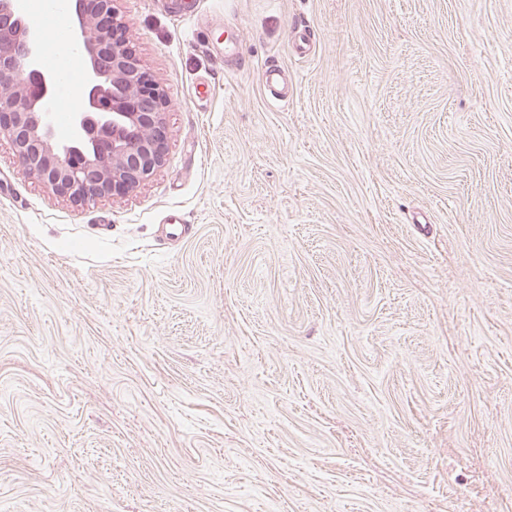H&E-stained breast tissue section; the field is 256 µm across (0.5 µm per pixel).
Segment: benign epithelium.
I'll return each mask as SVG.
<instances>
[{"mask_svg": "<svg viewBox=\"0 0 512 512\" xmlns=\"http://www.w3.org/2000/svg\"><path fill=\"white\" fill-rule=\"evenodd\" d=\"M20 2L0 0V139L26 173L73 203L133 191L166 162L168 102L129 47L114 0H88L71 38L87 72L66 144L53 124L58 75L42 69L43 34Z\"/></svg>", "mask_w": 512, "mask_h": 512, "instance_id": "benign-epithelium-1", "label": "benign epithelium"}]
</instances>
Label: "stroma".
Wrapping results in <instances>:
<instances>
[{
  "label": "stroma",
  "mask_w": 512,
  "mask_h": 512,
  "mask_svg": "<svg viewBox=\"0 0 512 512\" xmlns=\"http://www.w3.org/2000/svg\"><path fill=\"white\" fill-rule=\"evenodd\" d=\"M116 7L166 162L0 142V512H512V0Z\"/></svg>",
  "instance_id": "stroma-1"
}]
</instances>
